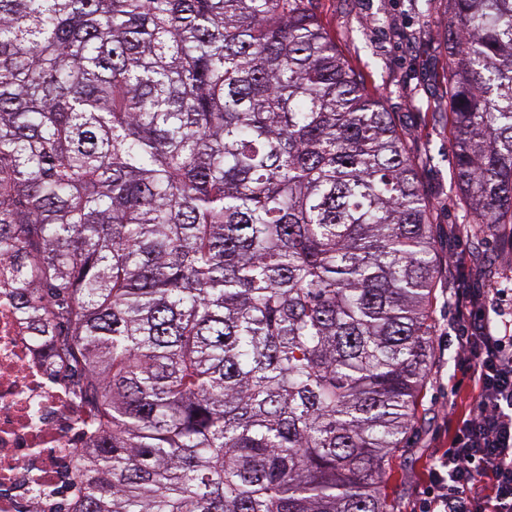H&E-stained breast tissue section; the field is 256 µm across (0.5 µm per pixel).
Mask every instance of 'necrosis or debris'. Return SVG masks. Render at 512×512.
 <instances>
[{
	"label": "necrosis or debris",
	"instance_id": "4bbe7bcc",
	"mask_svg": "<svg viewBox=\"0 0 512 512\" xmlns=\"http://www.w3.org/2000/svg\"><path fill=\"white\" fill-rule=\"evenodd\" d=\"M69 372L46 361L22 317L13 283L0 276V512H73L87 411Z\"/></svg>",
	"mask_w": 512,
	"mask_h": 512
}]
</instances>
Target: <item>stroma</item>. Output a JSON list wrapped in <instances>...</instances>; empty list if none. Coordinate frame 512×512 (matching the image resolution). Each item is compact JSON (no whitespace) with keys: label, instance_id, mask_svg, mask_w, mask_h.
I'll return each instance as SVG.
<instances>
[{"label":"stroma","instance_id":"stroma-1","mask_svg":"<svg viewBox=\"0 0 512 512\" xmlns=\"http://www.w3.org/2000/svg\"><path fill=\"white\" fill-rule=\"evenodd\" d=\"M306 6L406 132L420 188L433 203V239L441 260L433 304V356L419 400V420L393 459L386 486L395 512H418L431 458L448 445V400L453 395L465 398L470 389L455 339L457 282L447 259L463 261L471 285L512 289V246L497 237H472L474 217L456 196L448 142V58L440 40L446 0H307Z\"/></svg>","mask_w":512,"mask_h":512}]
</instances>
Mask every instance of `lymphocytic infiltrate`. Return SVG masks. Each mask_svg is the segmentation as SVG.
<instances>
[{"label":"lymphocytic infiltrate","mask_w":512,"mask_h":512,"mask_svg":"<svg viewBox=\"0 0 512 512\" xmlns=\"http://www.w3.org/2000/svg\"><path fill=\"white\" fill-rule=\"evenodd\" d=\"M504 297L499 288L454 293L456 341L472 388L448 449L432 458L422 512H512V331L498 322Z\"/></svg>","instance_id":"f902f5d3"}]
</instances>
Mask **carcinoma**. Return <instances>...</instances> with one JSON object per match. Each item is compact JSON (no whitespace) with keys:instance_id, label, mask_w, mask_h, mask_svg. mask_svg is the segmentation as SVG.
Wrapping results in <instances>:
<instances>
[{"instance_id":"1","label":"carcinoma","mask_w":512,"mask_h":512,"mask_svg":"<svg viewBox=\"0 0 512 512\" xmlns=\"http://www.w3.org/2000/svg\"><path fill=\"white\" fill-rule=\"evenodd\" d=\"M453 179L512 224V0H448ZM305 0H0V257L79 375L74 512H393L439 272Z\"/></svg>"}]
</instances>
